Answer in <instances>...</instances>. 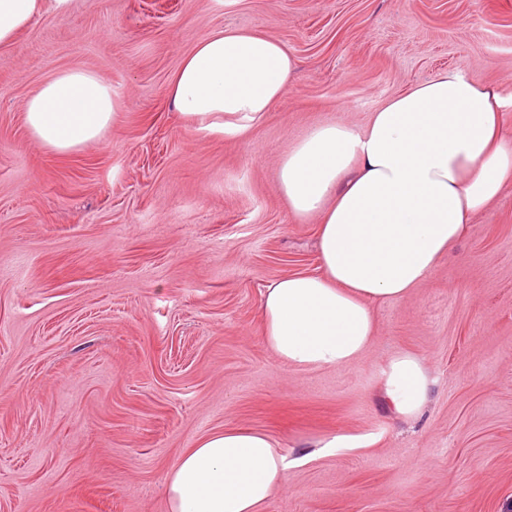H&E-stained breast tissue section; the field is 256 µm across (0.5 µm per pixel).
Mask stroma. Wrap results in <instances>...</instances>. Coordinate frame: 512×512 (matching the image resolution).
I'll list each match as a JSON object with an SVG mask.
<instances>
[{
	"instance_id": "35a3bbf8",
	"label": "stroma",
	"mask_w": 512,
	"mask_h": 512,
	"mask_svg": "<svg viewBox=\"0 0 512 512\" xmlns=\"http://www.w3.org/2000/svg\"><path fill=\"white\" fill-rule=\"evenodd\" d=\"M219 28L297 61L242 135L194 131L167 95ZM71 67L118 117L57 153L21 103ZM451 68L512 103V0H73L0 47V512H170L173 464L231 427L304 460L265 512H512V186L377 307L359 363L295 370L262 341L265 285L318 267L317 219L277 187L291 140ZM399 351L433 381L414 420L384 400Z\"/></svg>"
}]
</instances>
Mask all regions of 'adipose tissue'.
<instances>
[{"label": "adipose tissue", "instance_id": "1", "mask_svg": "<svg viewBox=\"0 0 512 512\" xmlns=\"http://www.w3.org/2000/svg\"><path fill=\"white\" fill-rule=\"evenodd\" d=\"M43 2L0 0V45ZM296 64L272 36L222 28L183 56L168 96L196 131L239 135L283 96ZM505 106L496 88L451 69L392 97L364 127L323 124L294 141L278 185L291 213L319 219V269L264 288L263 342L280 362L322 368L361 358L375 305L422 285L472 217L512 184ZM22 108L34 138L61 153L97 141L117 117L111 85L83 68L59 71ZM430 386L419 356H391L385 394L399 416L419 417ZM288 469L266 432L212 431L172 466L170 510L264 512Z\"/></svg>", "mask_w": 512, "mask_h": 512}]
</instances>
